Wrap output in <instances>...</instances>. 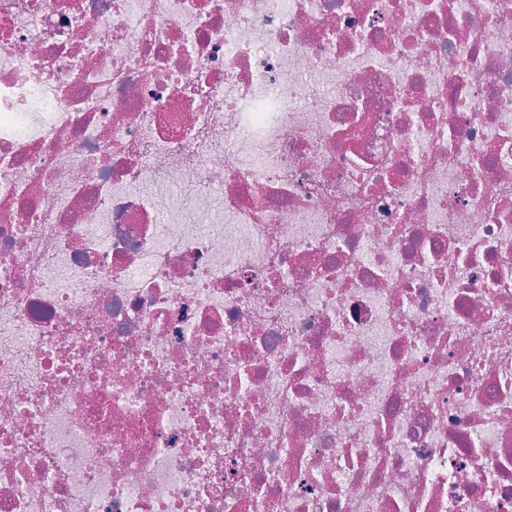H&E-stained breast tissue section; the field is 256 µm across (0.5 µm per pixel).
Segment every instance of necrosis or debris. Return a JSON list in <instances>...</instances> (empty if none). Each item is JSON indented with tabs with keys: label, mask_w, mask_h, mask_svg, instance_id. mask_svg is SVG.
Segmentation results:
<instances>
[{
	"label": "necrosis or debris",
	"mask_w": 512,
	"mask_h": 512,
	"mask_svg": "<svg viewBox=\"0 0 512 512\" xmlns=\"http://www.w3.org/2000/svg\"><path fill=\"white\" fill-rule=\"evenodd\" d=\"M0 512H512V0H0Z\"/></svg>",
	"instance_id": "1"
}]
</instances>
